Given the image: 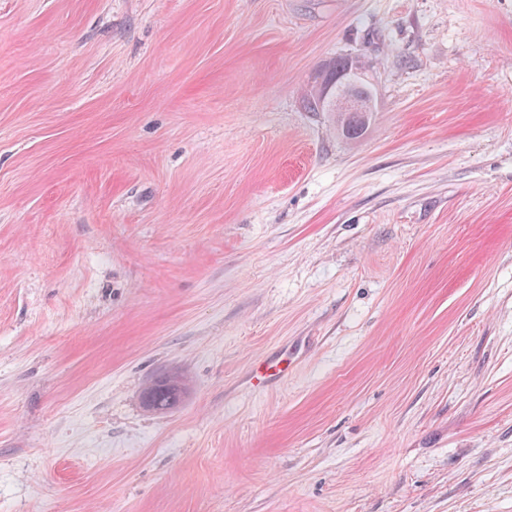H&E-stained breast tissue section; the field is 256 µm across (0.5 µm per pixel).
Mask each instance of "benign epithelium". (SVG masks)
<instances>
[{
    "instance_id": "7a95c632",
    "label": "benign epithelium",
    "mask_w": 512,
    "mask_h": 512,
    "mask_svg": "<svg viewBox=\"0 0 512 512\" xmlns=\"http://www.w3.org/2000/svg\"><path fill=\"white\" fill-rule=\"evenodd\" d=\"M318 87L327 105L338 112L366 119L377 111V96L370 70L357 58L353 59L339 84L332 85L323 72L318 78Z\"/></svg>"
}]
</instances>
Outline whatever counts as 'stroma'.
I'll use <instances>...</instances> for the list:
<instances>
[{
	"label": "stroma",
	"instance_id": "1",
	"mask_svg": "<svg viewBox=\"0 0 512 512\" xmlns=\"http://www.w3.org/2000/svg\"><path fill=\"white\" fill-rule=\"evenodd\" d=\"M0 512H512V0H0ZM370 67L366 61H362ZM358 58L351 62V56L341 55L325 67L330 71L331 76L344 73L340 83L335 89L329 81L325 72H321L318 78V87L322 90L321 96L314 92L311 86L307 88L302 96V103L308 112H334L330 107H336V130L349 140H356L362 135V128L358 121L344 113H350L356 117L367 119L377 112V96L371 79L370 70ZM351 64V67H349ZM349 68V69H348ZM339 78H336V82ZM358 89H363L359 92ZM327 103V104H326ZM290 365L291 361H289L286 353L275 360L260 363L250 373L251 385L257 386L269 380L288 375ZM144 392L152 397V406L146 407L149 411L169 413L183 402L188 392V383L177 374H162L152 379Z\"/></svg>",
	"mask_w": 512,
	"mask_h": 512
}]
</instances>
